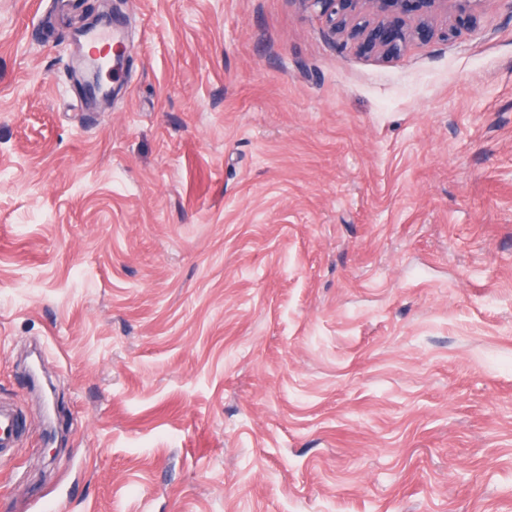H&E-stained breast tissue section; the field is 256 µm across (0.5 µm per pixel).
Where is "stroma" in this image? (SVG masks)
<instances>
[{
	"instance_id": "stroma-1",
	"label": "stroma",
	"mask_w": 512,
	"mask_h": 512,
	"mask_svg": "<svg viewBox=\"0 0 512 512\" xmlns=\"http://www.w3.org/2000/svg\"><path fill=\"white\" fill-rule=\"evenodd\" d=\"M480 10L384 61L302 0H122L96 109L66 14L0 0V512H512V9ZM21 430L20 418L13 408L0 405V459L4 460L2 449L14 448Z\"/></svg>"
}]
</instances>
